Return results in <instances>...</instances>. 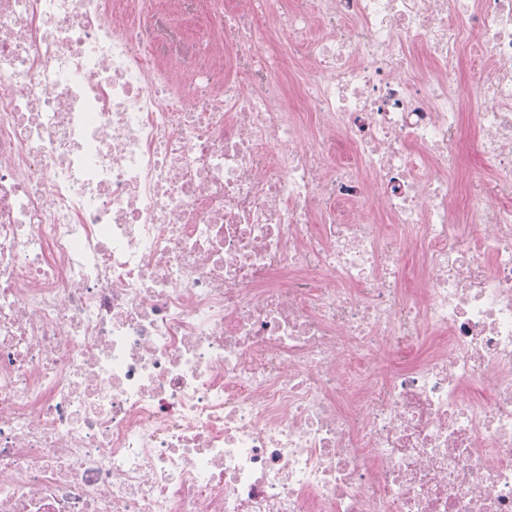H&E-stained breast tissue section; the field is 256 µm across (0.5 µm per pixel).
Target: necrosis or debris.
I'll list each match as a JSON object with an SVG mask.
<instances>
[{"label":"necrosis or debris","mask_w":512,"mask_h":512,"mask_svg":"<svg viewBox=\"0 0 512 512\" xmlns=\"http://www.w3.org/2000/svg\"><path fill=\"white\" fill-rule=\"evenodd\" d=\"M0 512H512V0H0Z\"/></svg>","instance_id":"4bbe7bcc"}]
</instances>
